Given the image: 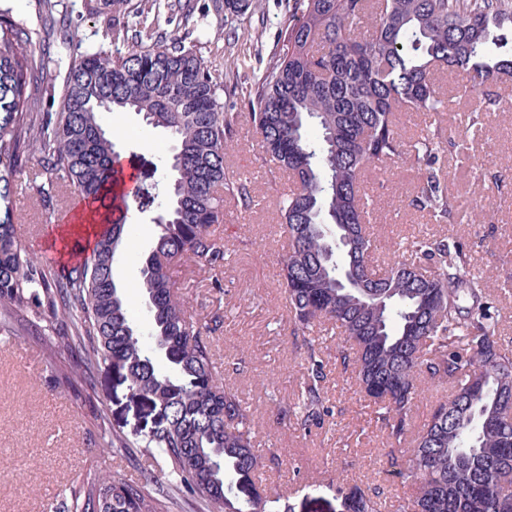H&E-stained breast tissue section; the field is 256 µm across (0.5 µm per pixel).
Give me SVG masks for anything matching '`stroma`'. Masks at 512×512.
Instances as JSON below:
<instances>
[{"label":"stroma","instance_id":"stroma-1","mask_svg":"<svg viewBox=\"0 0 512 512\" xmlns=\"http://www.w3.org/2000/svg\"><path fill=\"white\" fill-rule=\"evenodd\" d=\"M288 15V0H253L245 12L224 18L210 12L202 25H189L186 48L212 64L224 87L225 112L236 122L233 147L226 156L230 175L240 178L243 194L225 199L224 222L217 231L231 249L218 284L182 265L179 293L200 322L216 323L210 336L214 370L241 400L252 420L251 440L258 458L256 476L265 493H286L290 512H350L357 495L381 503V512H397L413 493L411 482L388 472L391 446L377 420V408L359 391L354 373L343 367L342 339L331 324L310 333L294 330L281 276L288 254L278 200L287 179L264 160L260 136L249 114L248 93L277 46ZM506 104L469 139V158L457 164L439 151L438 176L465 201L485 210L486 223L473 224L466 213L438 223L415 208L420 166L412 154L367 168L364 182L377 190L379 209L369 230L373 261L379 268L409 257L407 242L425 238L457 244L471 257L469 272L481 277L495 306L497 342L512 351V80L499 86ZM472 103L455 102L453 111L425 116L397 113L396 131L404 145L425 128L440 134L464 131ZM115 151L131 158L140 182L169 187L174 142L132 112L104 118ZM46 175L30 161L13 187L24 224L64 223L77 195L62 188L52 204L39 189ZM158 205L139 210L131 241L114 267L115 280L133 312L142 310L140 257L154 243ZM324 362L323 406L313 419L301 409V387L308 352ZM97 397L87 400L85 382L65 381L43 341L14 325L0 330V512H65L84 477L137 483L154 493L167 486L168 474L147 451L128 455L107 447L110 434L139 440L150 428L149 407L131 398L126 383L111 367L96 375Z\"/></svg>","mask_w":512,"mask_h":512}]
</instances>
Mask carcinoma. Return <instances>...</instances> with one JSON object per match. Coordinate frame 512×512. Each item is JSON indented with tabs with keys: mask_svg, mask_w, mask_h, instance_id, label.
<instances>
[{
	"mask_svg": "<svg viewBox=\"0 0 512 512\" xmlns=\"http://www.w3.org/2000/svg\"><path fill=\"white\" fill-rule=\"evenodd\" d=\"M42 2V41L79 44L77 29L56 0ZM236 16L250 0H214ZM104 36L125 50L103 47L72 56L61 90L50 75L54 57L33 65L31 31L0 11V313L28 310V327L54 351L78 359L84 380L113 365L128 389L152 400L159 416L144 438L123 448H155L170 476L167 491L148 496L134 484L102 487L84 480L80 512H169L182 486L207 507L237 512L236 499H264L262 512H288L255 479L249 415L213 371L204 327L184 309L174 273L181 259L212 274L227 260L224 166L234 118L224 112L211 68L185 47L174 20L194 15L188 0H104ZM371 35H355L359 23ZM283 36L248 95L250 116L268 161L291 174L280 202L288 238L284 286L302 330L329 322L349 350L361 391L379 405L396 442L409 428L421 374L448 383L451 396L433 410L403 464L389 451L393 473L415 485L400 512H512V354L495 338L497 320L481 281L467 276L470 256L421 238L411 260L379 272L367 230L374 194L365 168L398 157L395 113H436L445 102L433 72L465 76L464 96L477 95L467 131L503 108L490 87L512 77V0H293ZM105 112H135L176 142L169 191L155 244L141 257L148 333L135 324L114 263L129 238L132 199L114 191L112 129ZM466 134L448 137V154L467 157ZM439 142L414 144L427 163ZM36 159L47 174L43 200L65 179L79 197L102 199L120 219L103 225L92 258L79 260L66 236L54 240L67 258L64 274L20 244L13 184ZM415 205L434 220L454 221L459 198L429 165ZM472 300L459 306V294ZM304 381L306 417L319 413L321 361L309 348Z\"/></svg>",
	"mask_w": 512,
	"mask_h": 512,
	"instance_id": "1",
	"label": "carcinoma"
}]
</instances>
